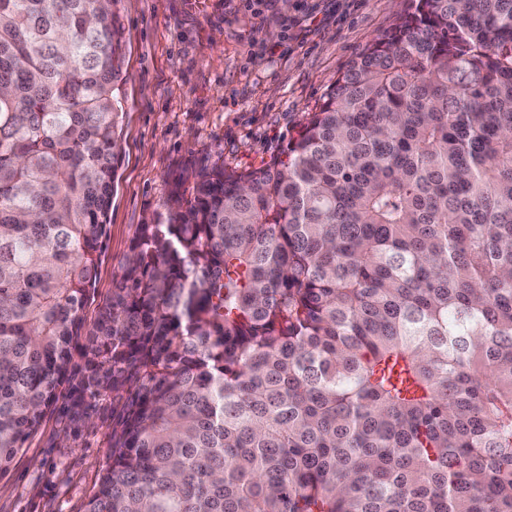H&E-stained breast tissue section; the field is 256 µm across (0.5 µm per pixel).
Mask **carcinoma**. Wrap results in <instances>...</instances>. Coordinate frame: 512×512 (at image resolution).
Instances as JSON below:
<instances>
[{"label":"carcinoma","instance_id":"cac0c4a2","mask_svg":"<svg viewBox=\"0 0 512 512\" xmlns=\"http://www.w3.org/2000/svg\"><path fill=\"white\" fill-rule=\"evenodd\" d=\"M119 2L0 0V476L110 393L83 512H512V0H410L286 149L175 186L88 326Z\"/></svg>","mask_w":512,"mask_h":512}]
</instances>
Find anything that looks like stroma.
Instances as JSON below:
<instances>
[{"label": "stroma", "mask_w": 512, "mask_h": 512, "mask_svg": "<svg viewBox=\"0 0 512 512\" xmlns=\"http://www.w3.org/2000/svg\"><path fill=\"white\" fill-rule=\"evenodd\" d=\"M405 0H121L122 151L94 322L139 224L207 162L260 166L296 136L339 74ZM45 415L6 476L0 512H81L108 461L112 400L78 434Z\"/></svg>", "instance_id": "35a3bbf8"}]
</instances>
